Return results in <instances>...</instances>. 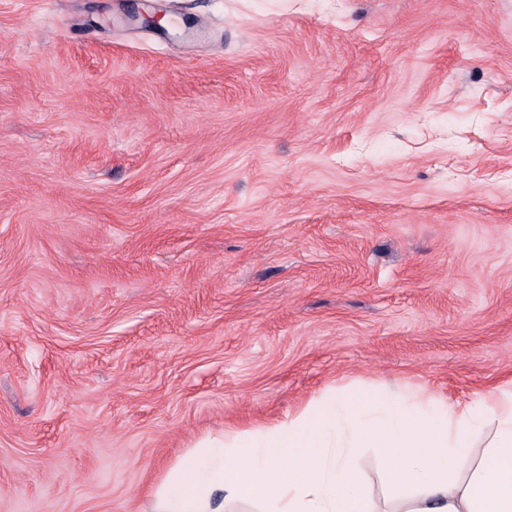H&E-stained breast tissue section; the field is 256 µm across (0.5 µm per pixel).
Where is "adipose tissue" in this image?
I'll use <instances>...</instances> for the list:
<instances>
[{
	"mask_svg": "<svg viewBox=\"0 0 512 512\" xmlns=\"http://www.w3.org/2000/svg\"><path fill=\"white\" fill-rule=\"evenodd\" d=\"M374 449L400 512H512V388L322 395L285 420L206 437L157 488L152 512H372L356 470ZM469 472H462L463 463Z\"/></svg>",
	"mask_w": 512,
	"mask_h": 512,
	"instance_id": "1",
	"label": "adipose tissue"
}]
</instances>
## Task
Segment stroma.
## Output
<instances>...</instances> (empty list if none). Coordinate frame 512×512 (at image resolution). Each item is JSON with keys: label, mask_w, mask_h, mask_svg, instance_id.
<instances>
[{"label": "stroma", "mask_w": 512, "mask_h": 512, "mask_svg": "<svg viewBox=\"0 0 512 512\" xmlns=\"http://www.w3.org/2000/svg\"><path fill=\"white\" fill-rule=\"evenodd\" d=\"M511 383L512 0H0V512Z\"/></svg>", "instance_id": "1"}]
</instances>
